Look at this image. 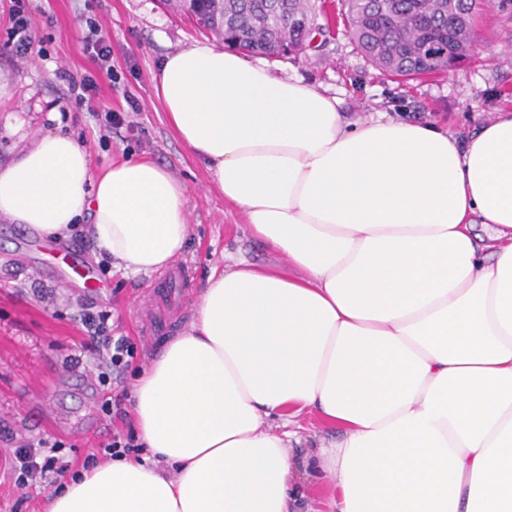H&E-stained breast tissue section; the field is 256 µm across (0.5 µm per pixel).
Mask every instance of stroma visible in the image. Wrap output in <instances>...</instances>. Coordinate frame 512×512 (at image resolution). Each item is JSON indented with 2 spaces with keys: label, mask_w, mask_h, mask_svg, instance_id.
I'll list each match as a JSON object with an SVG mask.
<instances>
[{
  "label": "stroma",
  "mask_w": 512,
  "mask_h": 512,
  "mask_svg": "<svg viewBox=\"0 0 512 512\" xmlns=\"http://www.w3.org/2000/svg\"><path fill=\"white\" fill-rule=\"evenodd\" d=\"M26 6L34 19L27 57L0 52V72L14 78L12 99L0 103V162L16 153L4 129L8 117L24 120L35 134L46 130L49 109H57L62 131L84 145L92 171L124 155L144 156L183 182L191 233L178 258L188 279L165 288L158 273L131 275L102 256L85 225L68 237L40 240L0 218V512H42L45 487L18 488L9 471V455L21 439L62 440L73 470H80L92 448L134 426L133 416L112 418L103 406L113 392H131L140 371L188 327L210 270L241 257L258 264L278 260L251 237L241 213L225 208L204 166L171 132L154 94L161 60L205 40V33L161 0H26ZM92 22L112 48V76L101 80L90 107L79 108L57 71L78 77L97 70L83 43ZM268 66L281 78L338 98L352 119L406 116L463 136L512 110V0L484 8L472 56L450 76L382 75L340 27L317 37L298 58L272 59ZM105 108L122 113L125 124L106 127L99 115ZM61 253L95 271V287L68 281ZM86 310L110 311L114 335L130 337L138 350L121 381L103 386L87 367L65 364L87 340L78 320Z\"/></svg>",
  "instance_id": "stroma-1"
}]
</instances>
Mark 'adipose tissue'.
<instances>
[{"mask_svg":"<svg viewBox=\"0 0 512 512\" xmlns=\"http://www.w3.org/2000/svg\"><path fill=\"white\" fill-rule=\"evenodd\" d=\"M153 88L226 207L283 266L212 271L189 327L143 370L144 457L102 461L45 512H289L298 473L331 512H512V111L461 139L349 121L336 97L209 42ZM0 164V217L42 237L90 219L131 274L169 266L187 188L124 156L100 174L72 135ZM316 412L331 447L297 462L266 417Z\"/></svg>","mask_w":512,"mask_h":512,"instance_id":"1","label":"adipose tissue"}]
</instances>
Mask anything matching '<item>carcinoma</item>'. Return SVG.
I'll list each match as a JSON object with an SVG mask.
<instances>
[{
    "label": "carcinoma",
    "mask_w": 512,
    "mask_h": 512,
    "mask_svg": "<svg viewBox=\"0 0 512 512\" xmlns=\"http://www.w3.org/2000/svg\"><path fill=\"white\" fill-rule=\"evenodd\" d=\"M487 0H341L338 18L366 60L384 74L405 78L442 75L471 56L475 20ZM182 7L224 44L270 58L277 40L300 47L314 34L331 33L325 2L224 0V17L210 0H183ZM325 24H317L318 16Z\"/></svg>",
    "instance_id": "1"
}]
</instances>
